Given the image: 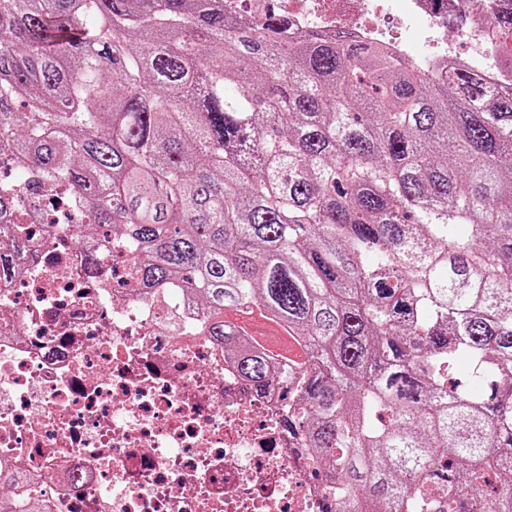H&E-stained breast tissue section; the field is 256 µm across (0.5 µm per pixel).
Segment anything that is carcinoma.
<instances>
[{
    "mask_svg": "<svg viewBox=\"0 0 512 512\" xmlns=\"http://www.w3.org/2000/svg\"><path fill=\"white\" fill-rule=\"evenodd\" d=\"M287 33L224 0H0V156L70 185L143 290L193 293L252 390L288 383L326 512H512V91ZM17 202L0 181V224ZM253 308L307 360L226 324Z\"/></svg>",
    "mask_w": 512,
    "mask_h": 512,
    "instance_id": "obj_1",
    "label": "carcinoma"
}]
</instances>
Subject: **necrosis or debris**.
<instances>
[{"instance_id":"1","label":"necrosis or debris","mask_w":512,"mask_h":512,"mask_svg":"<svg viewBox=\"0 0 512 512\" xmlns=\"http://www.w3.org/2000/svg\"><path fill=\"white\" fill-rule=\"evenodd\" d=\"M224 0L249 22L267 4L288 38L345 31L425 73L478 66L512 88L507 0ZM464 43L466 55L454 46ZM24 206L26 257L0 282V500L27 512H323L318 463L282 420L280 384L252 392L223 344L201 334L191 295L140 296L126 246L68 208ZM103 249L85 264V239Z\"/></svg>"}]
</instances>
